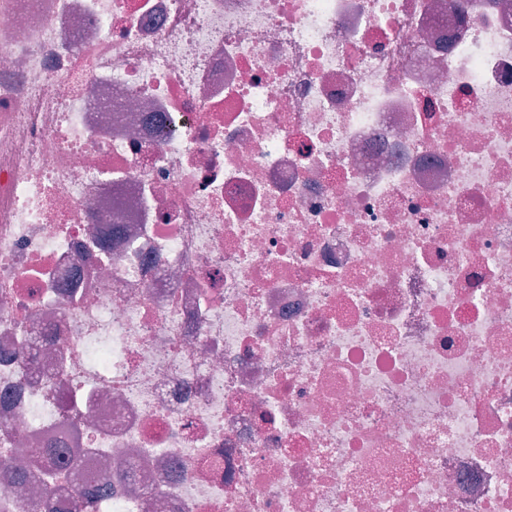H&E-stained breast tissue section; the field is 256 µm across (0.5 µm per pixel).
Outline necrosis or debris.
<instances>
[{"instance_id": "1", "label": "necrosis or debris", "mask_w": 512, "mask_h": 512, "mask_svg": "<svg viewBox=\"0 0 512 512\" xmlns=\"http://www.w3.org/2000/svg\"><path fill=\"white\" fill-rule=\"evenodd\" d=\"M0 420V512H512V0H0ZM34 473L25 467L11 466L0 471V493L9 488L26 486L31 484ZM112 486L111 477L99 479L92 486L87 496L73 498L71 503L59 501V512H94V501L96 497L104 496Z\"/></svg>"}]
</instances>
